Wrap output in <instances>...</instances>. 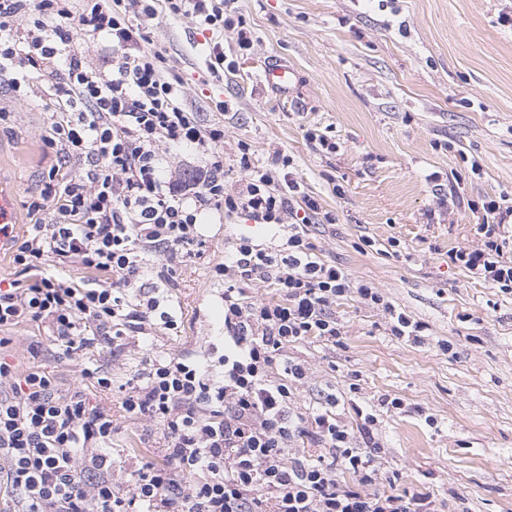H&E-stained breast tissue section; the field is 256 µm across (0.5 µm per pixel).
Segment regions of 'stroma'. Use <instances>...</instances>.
I'll return each instance as SVG.
<instances>
[{"label":"stroma","mask_w":512,"mask_h":512,"mask_svg":"<svg viewBox=\"0 0 512 512\" xmlns=\"http://www.w3.org/2000/svg\"><path fill=\"white\" fill-rule=\"evenodd\" d=\"M237 8L253 45L238 51L236 33L225 32L235 69L218 82L201 78L206 36L190 18L160 9L143 24L183 77L184 102L200 122L214 119L216 102L228 105L226 161L241 141L267 167L275 152L287 154L333 217L308 228L316 254L427 325L414 343L392 336L382 311L337 301L339 343L311 339L289 350L309 369L299 412L335 385L376 415L378 467L396 489L429 494L435 512H512V295L448 258L480 242L485 197L512 206V25L501 20L512 16V0H238ZM269 63L288 65L297 82L270 88L262 79ZM0 110L10 115L0 124V189L19 234L24 203L53 162L43 143L50 107L19 102L2 83ZM311 127L326 131L335 153L308 142ZM202 232L204 254L187 262L171 293L182 312L179 335L130 337L73 360L48 352L34 360L19 346L15 358L53 370L64 388L90 362L111 370L117 388L141 378L155 353L214 356L224 327L215 265L238 234L274 238L242 216L209 215ZM383 395L402 408L380 406ZM88 397L120 428L116 456L163 462L158 426L124 421L112 396Z\"/></svg>","instance_id":"1"}]
</instances>
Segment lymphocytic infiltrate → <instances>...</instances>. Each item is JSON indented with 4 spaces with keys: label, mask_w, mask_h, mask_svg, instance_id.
<instances>
[{
    "label": "lymphocytic infiltrate",
    "mask_w": 512,
    "mask_h": 512,
    "mask_svg": "<svg viewBox=\"0 0 512 512\" xmlns=\"http://www.w3.org/2000/svg\"><path fill=\"white\" fill-rule=\"evenodd\" d=\"M170 14L209 32L238 30L235 0H166ZM155 0H0V76L17 100L36 80L62 70L56 112L45 137L56 153L37 197L26 205L22 236H10L16 279L0 286V501L7 512H433L428 494L379 491L380 448L373 413L351 433L335 388L295 413L307 367L290 345L335 342L337 300L357 298L391 318V332L419 339L425 327L396 310L377 288L322 262L305 227L330 221L302 190L292 160H255L250 144L235 156L241 179L226 186L224 124H201L183 105V81L153 47L139 16ZM111 43L110 72L87 68V38ZM174 147L185 156H171ZM483 240L452 250L453 263L512 294L504 229L512 206L483 203ZM247 216L271 227L276 244L237 238L214 268L224 279V356L219 364L183 354L149 359L144 383L122 390L125 416L160 426L164 463L134 470L113 456L109 411L87 391H108L101 369H81L63 389L47 368L7 358L12 329L48 325L47 345L68 358L128 336L178 329L176 311L151 280L178 285V271L203 242L205 214ZM88 272L73 282L71 267ZM278 298H255V287ZM310 437L311 447H298ZM350 475L352 484L342 483Z\"/></svg>",
    "instance_id": "1"
}]
</instances>
